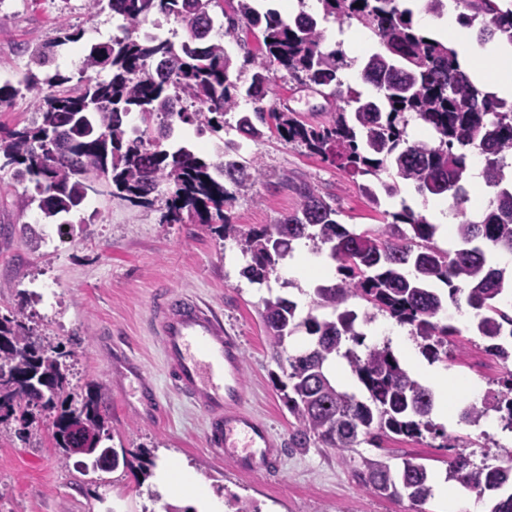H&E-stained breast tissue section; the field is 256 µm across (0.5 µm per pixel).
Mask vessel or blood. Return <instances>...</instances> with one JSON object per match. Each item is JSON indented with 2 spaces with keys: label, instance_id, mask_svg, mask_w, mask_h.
<instances>
[{
  "label": "vessel or blood",
  "instance_id": "obj_1",
  "mask_svg": "<svg viewBox=\"0 0 512 512\" xmlns=\"http://www.w3.org/2000/svg\"><path fill=\"white\" fill-rule=\"evenodd\" d=\"M153 318L171 386L205 416V442L212 453L243 472H272L281 450L269 427L244 405L242 345L223 319L196 297L167 290L156 293ZM137 384L145 407L156 405L153 386L139 362L122 366Z\"/></svg>",
  "mask_w": 512,
  "mask_h": 512
}]
</instances>
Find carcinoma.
Instances as JSON below:
<instances>
[{
  "instance_id": "obj_1",
  "label": "carcinoma",
  "mask_w": 512,
  "mask_h": 512,
  "mask_svg": "<svg viewBox=\"0 0 512 512\" xmlns=\"http://www.w3.org/2000/svg\"><path fill=\"white\" fill-rule=\"evenodd\" d=\"M323 19L355 21L370 35L374 49L359 71L364 93L344 77L352 66L341 46L327 43L319 20L305 11L284 18L275 9L258 8V0H89L93 9L121 16L120 33L91 45L78 76L54 72L61 49L81 38L62 23L57 39L30 52V61L45 69L31 71L16 84L0 85V104L25 90L34 95L40 121L0 133V171L12 180L34 184L15 205L26 211L37 204L51 224H83L77 218L92 195L117 196L137 206H151V194L164 187L168 197L162 224H203L222 238L243 240L250 262L242 275L266 282L295 240L309 241L312 251L327 246L337 261V281L315 289L313 310L296 315L297 304L277 297L264 301L263 320L277 361L286 362L285 379L277 386L294 419L293 448L314 441L336 450L342 463L368 493L390 500L406 496L422 502L431 493V474L414 458L396 470L381 458L348 452L363 442L381 447L388 439L419 438L433 433L446 448H466L463 436L435 428L432 389L402 366L387 344L364 345L356 330L358 314L346 308L358 298L366 303L363 321L380 312L410 327L424 356L432 361L460 362L450 349L459 330L442 322L445 305L466 304L474 311L475 329L485 350L502 364L498 392L482 407L465 406L461 420L478 424L489 412L500 414L512 430V278L494 266L498 252L512 254V103L477 87L460 69L455 53L441 41L421 34L412 12L398 0H319ZM464 9L459 20L477 24L478 38H498L512 46V0H456ZM173 17L185 37L142 42L135 35L150 16ZM223 22L215 24L217 17ZM224 29L212 37L214 27ZM257 47L246 48L249 37ZM244 50L243 64L224 40ZM250 81H242L246 68ZM285 72L299 88L314 89L333 100L328 120L314 125L290 109L264 105L275 74ZM108 73L104 78L101 73ZM253 110L236 119V130L258 143L264 128H275L288 144L329 160L358 181L369 207L382 206V196L398 194L412 183L424 196L452 199L460 220L448 229L458 246L448 251L436 242L439 225L404 205L378 231L356 233L337 220L333 199L312 185L296 186L298 208L275 224L246 232L227 209L263 177L258 157L249 158L224 145L212 157L182 142L175 126L218 131L240 100ZM426 130L412 138L410 125ZM483 158L485 186L492 189L480 220L467 216L468 157ZM448 287V295L435 288ZM315 310H327L319 317ZM304 330L309 348L290 353L289 337ZM60 346L44 344L16 310L0 314V424L14 420L26 429L39 416L62 460L72 455L74 430L96 435L85 454L92 469L127 467L126 452L109 445V414L102 386L89 384L79 394L71 383ZM347 363L363 387L360 398L333 382L331 361ZM446 479L468 491L493 493L490 512H512V473L497 466L476 465L457 453L448 458Z\"/></svg>"
}]
</instances>
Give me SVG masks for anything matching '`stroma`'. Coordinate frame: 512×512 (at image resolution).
Listing matches in <instances>:
<instances>
[{
    "instance_id": "35a3bbf8",
    "label": "stroma",
    "mask_w": 512,
    "mask_h": 512,
    "mask_svg": "<svg viewBox=\"0 0 512 512\" xmlns=\"http://www.w3.org/2000/svg\"><path fill=\"white\" fill-rule=\"evenodd\" d=\"M62 23L83 33L57 59L62 72L73 73L81 65L84 47L117 33L122 20L107 10L91 13L88 0H0V84L16 81L26 68V47L53 40ZM266 103L288 106L306 122L326 119L322 96L281 80ZM248 152L258 157L264 175L232 205L233 221L241 229L276 223L293 211L298 198L292 184L300 179L336 198L339 221L349 229L380 228L382 217L335 163L285 143L274 132L261 144H250ZM18 190L10 175L0 173V314L23 310L35 335L71 350L78 386H103L111 444L126 450L132 466L93 472L84 470L76 455L60 462L48 432L24 440L17 435V423L8 422L0 429V512H164L168 497L159 494L142 469L148 457L187 461L217 496L249 499L259 512H440L434 495L420 503L364 492L334 449L313 445L287 450L292 418L274 385L280 368L262 320L264 300L290 298L302 289L298 280L288 278L287 260L279 261L267 282L251 283L240 274L246 258L239 241L199 224L161 223L160 199L138 207L113 197L92 198L86 211L93 221L60 237L38 207L22 214L15 210ZM29 225L41 236L35 249L26 244ZM162 288L196 295L239 336L245 405L265 419L284 447L278 472L242 475L208 451L204 416L171 389L161 341L149 327L153 295ZM458 328L456 342L466 363L450 367L445 434L468 435L482 447L497 442L512 448V432L503 430L498 413H489L474 427L458 423L460 408L482 405L497 393L501 376L498 360L485 352L470 323ZM104 335L153 377L163 416L147 421L134 413L136 386L116 382L111 354L100 343ZM442 443V437L427 433L419 439L389 440L379 449L364 443L355 453L381 455L394 468L404 459L417 458L429 465L437 483L446 477L449 456Z\"/></svg>"
}]
</instances>
